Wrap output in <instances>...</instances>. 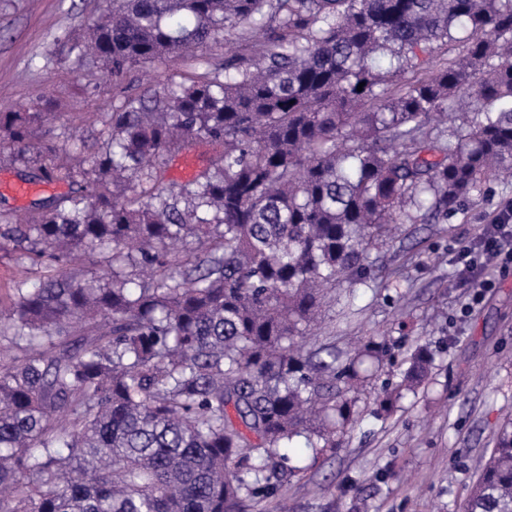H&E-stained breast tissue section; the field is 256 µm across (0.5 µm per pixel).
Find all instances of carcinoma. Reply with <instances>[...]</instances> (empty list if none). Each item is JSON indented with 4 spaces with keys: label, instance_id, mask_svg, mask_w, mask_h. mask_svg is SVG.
Here are the masks:
<instances>
[{
    "label": "carcinoma",
    "instance_id": "carcinoma-1",
    "mask_svg": "<svg viewBox=\"0 0 512 512\" xmlns=\"http://www.w3.org/2000/svg\"><path fill=\"white\" fill-rule=\"evenodd\" d=\"M228 33L224 73L126 98L87 156L38 151V179L70 182L64 205L0 209L24 270L104 271L24 275L0 311L24 352L0 357V512H239L302 471L295 439L336 452L388 349L302 354L325 291L354 292L398 225L446 224L512 172V0H105L71 51L119 86ZM49 118L1 112L0 143L30 162ZM200 145L209 165L160 190ZM434 360L415 346L378 410ZM465 512H512L511 426ZM186 153L194 155L198 161V167H197L196 172L192 175H187V176L182 175L179 171V161ZM212 155H213V152H212L211 147L198 146V147L191 149L187 152H183L178 155L172 156L166 165V168H165L162 180H161V186L164 189L178 190V188L181 185H184L187 182L191 181L196 176V174L208 164Z\"/></svg>",
    "mask_w": 512,
    "mask_h": 512
}]
</instances>
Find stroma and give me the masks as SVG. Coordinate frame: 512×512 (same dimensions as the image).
Segmentation results:
<instances>
[{
    "label": "stroma",
    "instance_id": "obj_1",
    "mask_svg": "<svg viewBox=\"0 0 512 512\" xmlns=\"http://www.w3.org/2000/svg\"><path fill=\"white\" fill-rule=\"evenodd\" d=\"M102 0H0V112H52L41 138L58 146L97 147L100 113L129 96L163 92L171 83L223 66L234 38L213 44L203 63L159 60L135 66L123 88L99 68L69 64L71 40L83 37ZM68 40H58V33ZM33 167L0 148V209L21 213L34 202L58 204L67 181L35 182L25 199L2 190L32 175ZM512 202V182L493 181L485 198L445 224H410L393 244L372 250L367 283L332 290L310 349L340 357L369 337L437 350L430 376L387 420L373 400L382 382L397 380L384 366L358 403L360 415L335 454L313 458L304 443L293 450L302 473L276 494L245 501L241 512H463L474 481L512 415V269L490 268L493 288L477 293L457 272V256L482 227Z\"/></svg>",
    "mask_w": 512,
    "mask_h": 512
}]
</instances>
